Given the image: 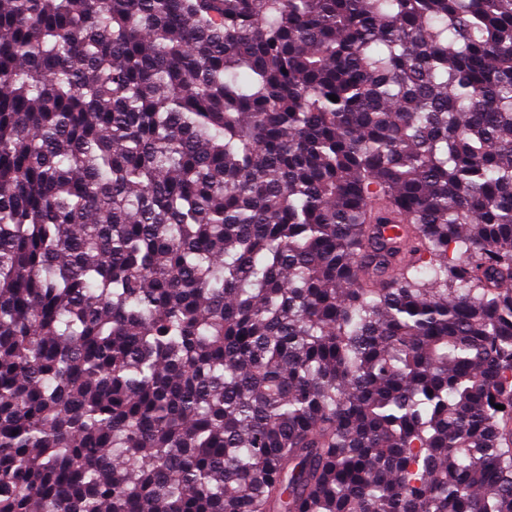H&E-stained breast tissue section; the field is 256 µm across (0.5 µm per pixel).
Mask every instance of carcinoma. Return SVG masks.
<instances>
[{
    "instance_id": "carcinoma-1",
    "label": "carcinoma",
    "mask_w": 512,
    "mask_h": 512,
    "mask_svg": "<svg viewBox=\"0 0 512 512\" xmlns=\"http://www.w3.org/2000/svg\"><path fill=\"white\" fill-rule=\"evenodd\" d=\"M0 512H512V0H0Z\"/></svg>"
}]
</instances>
